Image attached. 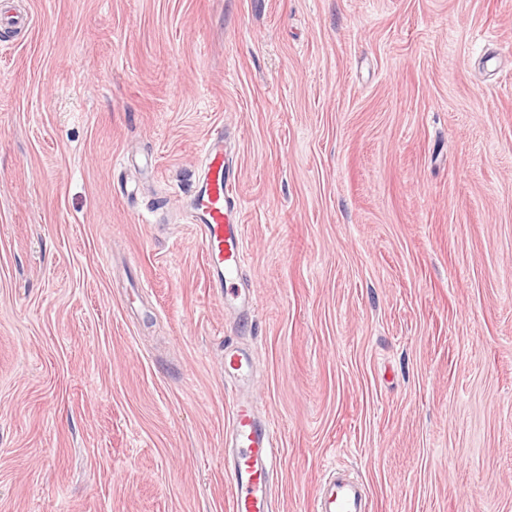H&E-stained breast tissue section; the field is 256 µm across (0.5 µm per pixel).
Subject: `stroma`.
Instances as JSON below:
<instances>
[{
    "label": "stroma",
    "mask_w": 512,
    "mask_h": 512,
    "mask_svg": "<svg viewBox=\"0 0 512 512\" xmlns=\"http://www.w3.org/2000/svg\"><path fill=\"white\" fill-rule=\"evenodd\" d=\"M0 512H512V0H0ZM227 138L257 298L190 197ZM252 354L235 347L224 350L225 375L234 379L237 392L224 446L229 448L225 473L231 490V512H274V475L280 464L273 426L256 415L247 386ZM361 485L350 478L332 477L316 491L312 512H365Z\"/></svg>",
    "instance_id": "35a3bbf8"
}]
</instances>
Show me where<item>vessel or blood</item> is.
<instances>
[{
    "mask_svg": "<svg viewBox=\"0 0 512 512\" xmlns=\"http://www.w3.org/2000/svg\"><path fill=\"white\" fill-rule=\"evenodd\" d=\"M223 134L215 133L202 148V170L191 197V221L198 225L211 287L225 306L250 317L256 309L251 288L240 273L247 261L240 208L233 194L236 175L229 166ZM224 372L237 392L226 432L229 459L225 473L231 490V512H275L273 479L279 466L273 426L256 414L247 386L252 355L235 347L224 350ZM312 512H365L360 484L333 477L316 491Z\"/></svg>",
    "mask_w": 512,
    "mask_h": 512,
    "instance_id": "b4317fda",
    "label": "vessel or blood"
}]
</instances>
